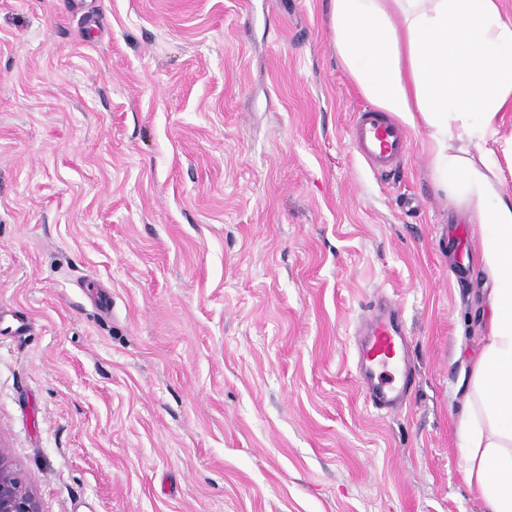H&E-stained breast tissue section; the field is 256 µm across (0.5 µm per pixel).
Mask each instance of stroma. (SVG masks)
Returning <instances> with one entry per match:
<instances>
[{
	"label": "stroma",
	"instance_id": "obj_1",
	"mask_svg": "<svg viewBox=\"0 0 512 512\" xmlns=\"http://www.w3.org/2000/svg\"><path fill=\"white\" fill-rule=\"evenodd\" d=\"M366 105L328 0H0V447L43 512H484L478 227L424 129L396 179L357 158ZM378 289L396 415L352 361ZM355 337L353 363L364 402L379 413L401 411L414 392L416 370L397 302L383 293L370 299Z\"/></svg>",
	"mask_w": 512,
	"mask_h": 512
}]
</instances>
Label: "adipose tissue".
Returning <instances> with one entry per match:
<instances>
[{"label":"adipose tissue","instance_id":"ef3b65f1","mask_svg":"<svg viewBox=\"0 0 512 512\" xmlns=\"http://www.w3.org/2000/svg\"><path fill=\"white\" fill-rule=\"evenodd\" d=\"M500 0H329L337 55L362 96L422 126L438 188L479 226L490 318L458 444L486 512H512V195L495 178L512 110V17Z\"/></svg>","mask_w":512,"mask_h":512}]
</instances>
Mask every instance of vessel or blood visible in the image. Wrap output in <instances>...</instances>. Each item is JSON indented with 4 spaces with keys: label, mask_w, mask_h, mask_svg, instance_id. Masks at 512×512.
<instances>
[{
    "label": "vessel or blood",
    "mask_w": 512,
    "mask_h": 512,
    "mask_svg": "<svg viewBox=\"0 0 512 512\" xmlns=\"http://www.w3.org/2000/svg\"><path fill=\"white\" fill-rule=\"evenodd\" d=\"M350 137L356 155L378 176L391 178L402 168L409 134L389 113L354 112ZM355 337L353 363L366 405L380 413L401 411L414 392L416 370L397 302L383 293L370 299Z\"/></svg>",
    "instance_id": "1"
}]
</instances>
